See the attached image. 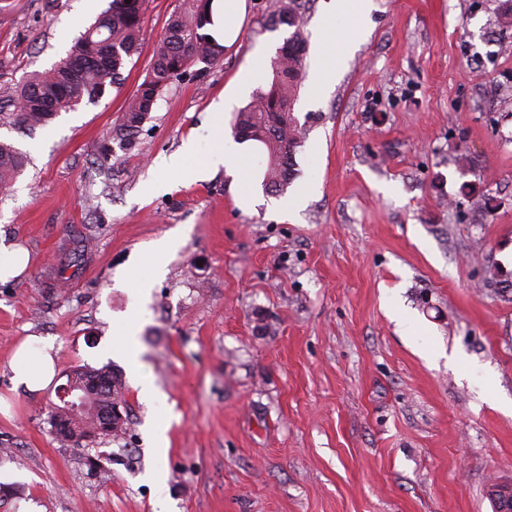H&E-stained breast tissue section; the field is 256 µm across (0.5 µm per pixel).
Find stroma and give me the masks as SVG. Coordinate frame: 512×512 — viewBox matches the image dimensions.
<instances>
[{"label":"stroma","instance_id":"stroma-1","mask_svg":"<svg viewBox=\"0 0 512 512\" xmlns=\"http://www.w3.org/2000/svg\"><path fill=\"white\" fill-rule=\"evenodd\" d=\"M307 54L294 115L303 143L294 214L258 190L243 204L224 166L178 178L159 166L268 89L288 37L280 0H247L242 36L217 66L165 88L139 131L118 138L181 0H149L119 84L47 125H0L31 163L0 195V230L26 247L0 282V512H158L148 474L164 465L170 512H493L512 481V0H373L364 33L316 103L327 0H302ZM110 0H0V101L66 58ZM183 235L134 331L166 399L141 401L112 338L152 259ZM398 295L428 333L422 353L393 321ZM52 342L53 389L30 393L9 361ZM497 377L481 398L470 364ZM111 365L122 433L79 451L50 424L76 366ZM169 421L158 458L145 437ZM96 467H89L86 456Z\"/></svg>","mask_w":512,"mask_h":512}]
</instances>
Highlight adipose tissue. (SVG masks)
I'll use <instances>...</instances> for the list:
<instances>
[{
  "label": "adipose tissue",
  "mask_w": 512,
  "mask_h": 512,
  "mask_svg": "<svg viewBox=\"0 0 512 512\" xmlns=\"http://www.w3.org/2000/svg\"><path fill=\"white\" fill-rule=\"evenodd\" d=\"M372 0H330L323 28L329 37L328 48L317 63L316 73L309 85L310 95H318L325 77L336 67V46L348 41L350 32L363 28V19L371 10ZM246 13V0H213L212 22L205 31L216 37L224 46L234 45L241 36ZM185 161H197L199 172H206L221 164H232L238 175H249L251 171L247 153L239 143L222 137L216 140L203 160H196L193 145L184 149ZM52 344L34 346L32 342L21 343L11 361L12 381L29 392L48 390L55 376Z\"/></svg>",
  "instance_id": "obj_1"
}]
</instances>
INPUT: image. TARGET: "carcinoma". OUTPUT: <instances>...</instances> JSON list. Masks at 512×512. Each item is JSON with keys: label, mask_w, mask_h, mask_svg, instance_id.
I'll list each match as a JSON object with an SVG mask.
<instances>
[{"label": "carcinoma", "mask_w": 512, "mask_h": 512, "mask_svg": "<svg viewBox=\"0 0 512 512\" xmlns=\"http://www.w3.org/2000/svg\"><path fill=\"white\" fill-rule=\"evenodd\" d=\"M211 0H182L170 18L153 65L144 82L131 96L123 111L117 133L131 132L149 118L157 98L174 79L188 69L217 65L224 45L207 40L203 29L209 21ZM148 0H110L108 8L76 39L68 56L52 69L34 75L16 92L13 110L0 112V121L37 127L60 112H68L83 98L93 100L105 86L120 80L122 69L136 52L144 24ZM274 26L286 25L292 32L271 63L269 90H258L252 100L235 113L234 138L250 142L265 157L263 186L272 193L287 189L294 173V161L301 146L300 130L293 116L295 90L307 51L303 20L297 0H286L272 16ZM28 157L14 146L0 142V193L7 194L26 167ZM96 374L107 376V394L119 392L112 368L78 367L73 384L89 387ZM99 419L86 416L76 431L61 435L64 443L74 435L97 431Z\"/></svg>", "instance_id": "obj_1"}]
</instances>
